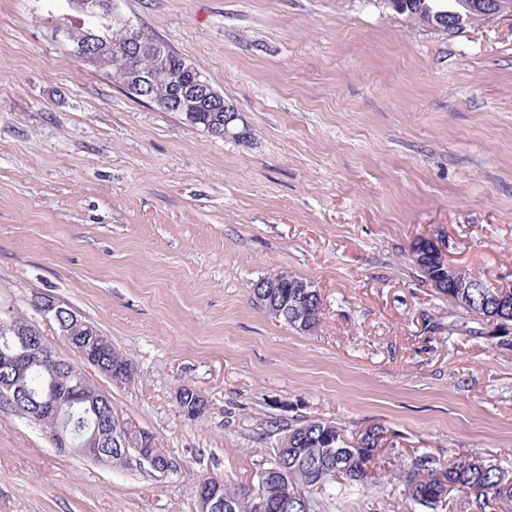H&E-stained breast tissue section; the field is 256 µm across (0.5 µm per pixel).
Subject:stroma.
I'll return each instance as SVG.
<instances>
[{
  "mask_svg": "<svg viewBox=\"0 0 512 512\" xmlns=\"http://www.w3.org/2000/svg\"><path fill=\"white\" fill-rule=\"evenodd\" d=\"M197 68L252 139L211 138L82 64L60 0H0V311L48 293L134 378L93 380L174 459L58 454L0 405V512H197L195 485L255 490L290 425L379 424L399 464L318 492L322 512L410 508L411 459L512 471V344L422 283L416 243L512 284V16L448 35L381 0H120ZM312 281L315 331L251 302ZM202 395L190 419L178 389Z\"/></svg>",
  "mask_w": 512,
  "mask_h": 512,
  "instance_id": "35a3bbf8",
  "label": "stroma"
}]
</instances>
